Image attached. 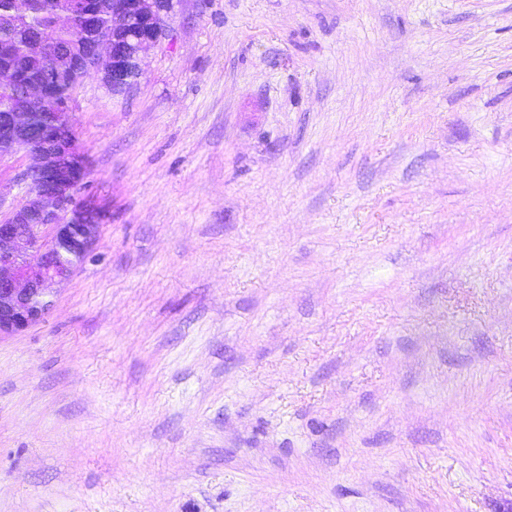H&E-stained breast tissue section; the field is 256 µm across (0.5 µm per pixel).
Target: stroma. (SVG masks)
Returning <instances> with one entry per match:
<instances>
[{"mask_svg":"<svg viewBox=\"0 0 512 512\" xmlns=\"http://www.w3.org/2000/svg\"><path fill=\"white\" fill-rule=\"evenodd\" d=\"M142 68L71 104L0 512H512V0H179Z\"/></svg>","mask_w":512,"mask_h":512,"instance_id":"1","label":"stroma"}]
</instances>
